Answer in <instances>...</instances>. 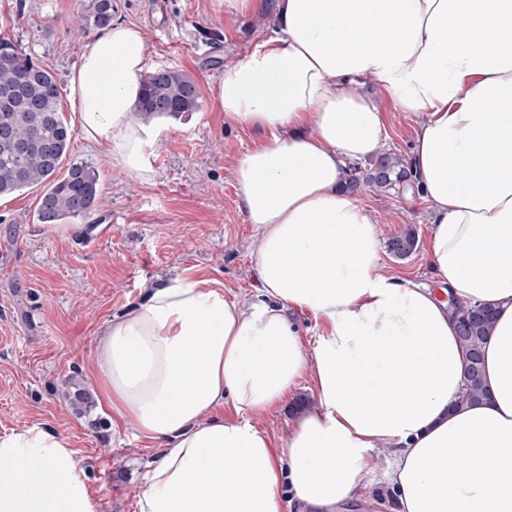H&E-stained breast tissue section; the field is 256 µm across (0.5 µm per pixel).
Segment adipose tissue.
I'll return each mask as SVG.
<instances>
[{"mask_svg":"<svg viewBox=\"0 0 512 512\" xmlns=\"http://www.w3.org/2000/svg\"><path fill=\"white\" fill-rule=\"evenodd\" d=\"M148 55L142 30L116 22L69 78L83 138L141 181L164 129L137 114ZM367 79L426 116L411 165L433 287L383 271L375 221L341 187L382 149ZM216 88L225 118L269 134L235 168L260 288L229 299L186 275L104 325L100 402L159 447L137 512H281L285 487L303 512H338L377 472L400 512H512V0H276L271 36ZM452 297L497 309L472 406L457 403ZM306 376L316 403L275 449L253 419ZM100 509L70 438L0 432V512Z\"/></svg>","mask_w":512,"mask_h":512,"instance_id":"1","label":"adipose tissue"}]
</instances>
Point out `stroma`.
Masks as SVG:
<instances>
[{"label":"stroma","instance_id":"35a3bbf8","mask_svg":"<svg viewBox=\"0 0 512 512\" xmlns=\"http://www.w3.org/2000/svg\"><path fill=\"white\" fill-rule=\"evenodd\" d=\"M113 0L115 18L139 26L149 65L185 73L200 91L196 111L169 120L149 156L150 181L114 166L106 148L71 130L67 162L100 174L103 205L89 220L49 230L37 220L40 188L0 198V429L42 422L69 437L90 473L101 512H135L142 476L156 449L134 426L97 400L93 357L102 325L139 300L146 288L184 275L213 278L226 297L251 296L258 280V231L243 212L234 179L238 157L264 131L226 119L216 105V78L271 32L274 0L238 14L217 0ZM81 0H0V39L35 54L61 81L91 39L75 27ZM384 149L410 156L424 115L399 111L376 81ZM358 201L376 221L381 241L414 225L418 246L398 260L381 250L386 271L429 284L430 210L421 197L362 190ZM90 407L76 409L73 386ZM310 379L255 421L275 445L311 408Z\"/></svg>","mask_w":512,"mask_h":512}]
</instances>
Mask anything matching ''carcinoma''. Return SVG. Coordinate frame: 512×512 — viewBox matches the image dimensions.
<instances>
[{"mask_svg":"<svg viewBox=\"0 0 512 512\" xmlns=\"http://www.w3.org/2000/svg\"><path fill=\"white\" fill-rule=\"evenodd\" d=\"M114 22L112 0H86L76 23L83 33L103 31ZM63 85L52 69L10 41L0 40V128L11 130L10 140L0 138V197L25 189H42L38 220L42 224L85 221L100 208L99 174L86 163L73 162L64 177L55 175L69 149L71 131L61 109ZM199 91L184 73L160 67L144 76L138 115L178 118L198 108ZM16 143L31 149L20 152ZM343 187L357 192L369 188L382 193H419L411 163L402 156L381 151L364 165L346 171ZM417 232L411 224L387 243L397 259L411 256L417 247ZM452 320L469 318L466 335L459 337L464 361L465 387L459 403L472 404L486 394L483 380L482 345L494 325L495 313L487 305L452 300Z\"/></svg>","mask_w":512,"mask_h":512,"instance_id":"cac0c4a2","label":"carcinoma"}]
</instances>
